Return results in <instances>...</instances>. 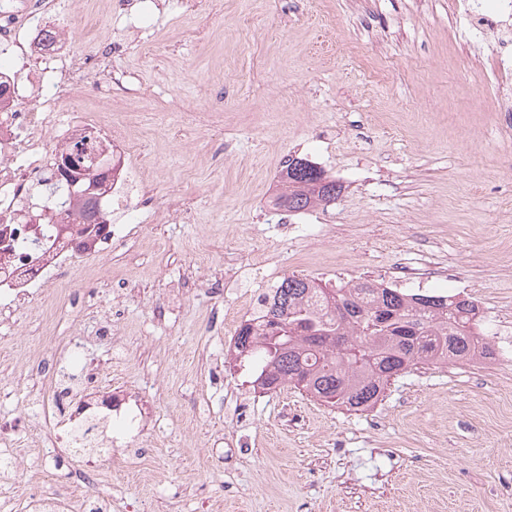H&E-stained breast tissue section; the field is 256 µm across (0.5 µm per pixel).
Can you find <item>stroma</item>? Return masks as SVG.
Segmentation results:
<instances>
[{
	"label": "stroma",
	"mask_w": 512,
	"mask_h": 512,
	"mask_svg": "<svg viewBox=\"0 0 512 512\" xmlns=\"http://www.w3.org/2000/svg\"><path fill=\"white\" fill-rule=\"evenodd\" d=\"M108 0H87L99 31L151 38L114 59L134 98L81 101L128 118L153 223L76 277L97 296L45 289L0 319V417L25 506L48 428L35 358L75 340L141 400L144 432L127 468L100 462L112 512H512V362L421 365L364 412L285 385L255 390L234 358L251 318L244 291L288 276L338 288L421 258L426 293L471 296L512 327V134L475 86L489 46L449 40L450 0H222L188 13L158 0L150 31ZM224 101L222 121L188 118ZM342 187L303 212L274 207L288 157ZM165 315H157V306ZM112 333L99 335L103 322ZM26 424L21 414L12 418H4L0 420V444L4 448H0L1 467L0 481L10 479L11 473L20 467V463L9 453L8 446H11L12 437L20 434L25 430Z\"/></svg>",
	"instance_id": "1"
}]
</instances>
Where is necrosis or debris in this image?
Wrapping results in <instances>:
<instances>
[{
    "label": "necrosis or debris",
    "instance_id": "1",
    "mask_svg": "<svg viewBox=\"0 0 512 512\" xmlns=\"http://www.w3.org/2000/svg\"><path fill=\"white\" fill-rule=\"evenodd\" d=\"M458 13L462 33L493 39L492 102L503 123L511 126L512 0H500L492 10L478 7L477 0H460ZM89 25V13L72 14L61 0H0V52L12 57L4 70L10 98L0 103V224L14 226L22 237L30 234L24 212L28 186L53 181L57 149L84 137L112 156L106 173L111 190L96 202L97 215L107 224L105 233L85 251L62 244L55 258L59 267L107 255L114 243L132 236L131 225L113 223L111 202L121 203L130 213L141 206L135 189L143 174L128 162L137 147L123 129L113 126L111 113H87L79 126L60 116L65 101L101 94L99 70L105 54L120 56L128 50L118 33L108 52L96 50ZM45 274L44 267L26 260L24 254H14L10 274L0 277V312L16 311L20 302L32 298L37 286L45 284ZM55 375L39 399L53 430L45 445V454L53 461L61 458L60 447L68 443L73 426L85 414L88 390L98 381L95 374L85 372L76 347ZM65 477L66 490L43 491V500L63 502L66 512H110L111 499L99 489L100 472L93 460L72 462Z\"/></svg>",
    "mask_w": 512,
    "mask_h": 512
}]
</instances>
